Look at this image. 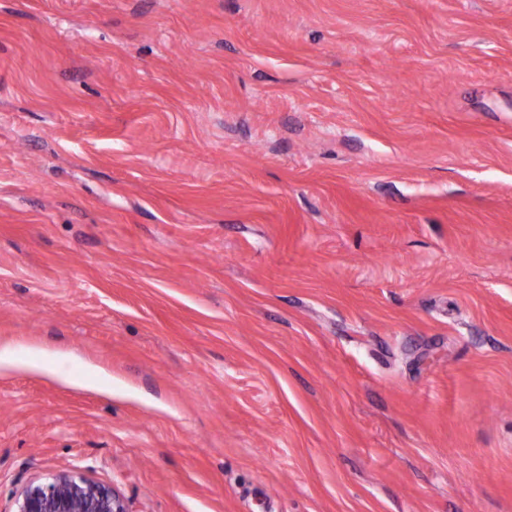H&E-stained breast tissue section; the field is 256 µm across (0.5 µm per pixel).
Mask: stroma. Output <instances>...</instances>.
<instances>
[{"label": "stroma", "mask_w": 512, "mask_h": 512, "mask_svg": "<svg viewBox=\"0 0 512 512\" xmlns=\"http://www.w3.org/2000/svg\"><path fill=\"white\" fill-rule=\"evenodd\" d=\"M0 512H512V0H0ZM14 512H130L117 491L78 472L38 478L15 499Z\"/></svg>", "instance_id": "stroma-1"}]
</instances>
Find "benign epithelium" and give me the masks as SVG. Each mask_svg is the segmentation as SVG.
Wrapping results in <instances>:
<instances>
[{"mask_svg": "<svg viewBox=\"0 0 512 512\" xmlns=\"http://www.w3.org/2000/svg\"><path fill=\"white\" fill-rule=\"evenodd\" d=\"M14 512H129L117 491L78 472L38 478L15 499Z\"/></svg>", "mask_w": 512, "mask_h": 512, "instance_id": "7a95c632", "label": "benign epithelium"}]
</instances>
